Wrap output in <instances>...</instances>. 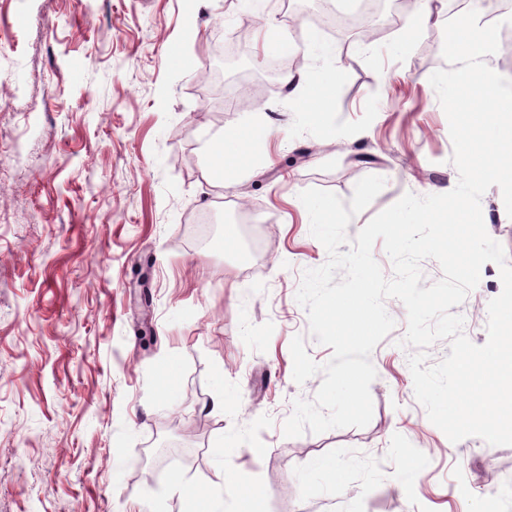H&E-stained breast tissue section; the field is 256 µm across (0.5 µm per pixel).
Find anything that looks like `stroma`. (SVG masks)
Instances as JSON below:
<instances>
[{
	"label": "stroma",
	"mask_w": 512,
	"mask_h": 512,
	"mask_svg": "<svg viewBox=\"0 0 512 512\" xmlns=\"http://www.w3.org/2000/svg\"><path fill=\"white\" fill-rule=\"evenodd\" d=\"M327 7L353 11L289 0L248 28L261 68L340 67L314 116L266 76L261 97L205 106L212 32L235 31L244 0H0V512H183L181 483L223 512L242 494L254 512H512V446L450 442L417 401L398 299L371 354L370 423L283 434L323 380L294 381L293 338L317 364L332 357L296 300L304 270L328 259L300 193L347 202L361 178H384L352 239L405 193L459 179L429 81L447 0H430L427 23L385 20L368 43L322 34L328 61L310 42ZM233 130L247 159L226 171L212 146L235 152ZM481 208L512 265L499 187ZM502 288L485 263L454 308L475 345Z\"/></svg>",
	"instance_id": "1"
}]
</instances>
